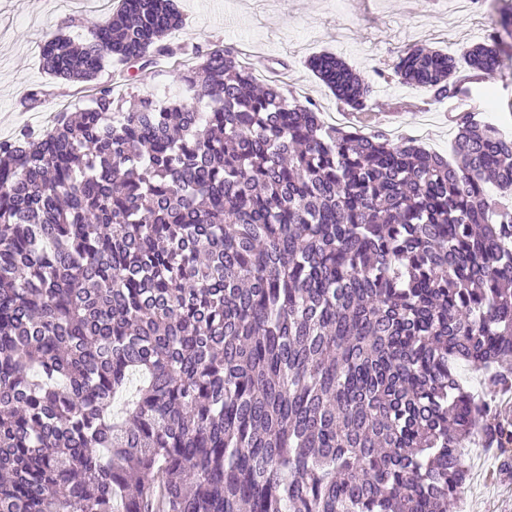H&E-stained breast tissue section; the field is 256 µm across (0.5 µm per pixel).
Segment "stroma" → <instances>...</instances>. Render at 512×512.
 Instances as JSON below:
<instances>
[{"instance_id":"1","label":"stroma","mask_w":512,"mask_h":512,"mask_svg":"<svg viewBox=\"0 0 512 512\" xmlns=\"http://www.w3.org/2000/svg\"><path fill=\"white\" fill-rule=\"evenodd\" d=\"M183 27L168 45L176 58L187 60L195 51L220 44L265 55L284 95L310 98L323 119L341 109L331 92L309 70L306 61L316 53L341 56L371 80V103L384 116L385 129L417 138L429 150L449 155L456 127L449 113L469 110L472 101L490 106L487 120L512 128V36L502 37L504 76L493 85L471 84L467 94L435 102L421 86L400 84L392 77L398 56L413 46H435L449 54L483 42L496 27L495 4L479 13H448L442 0H177ZM101 10L97 0H72L56 7L54 0H0V140L20 130L45 128L61 105L77 107L88 93L81 85L45 74L40 45L47 33L63 30L81 38ZM109 75L123 74L125 90L163 99L176 90L170 61L127 69L112 62ZM41 92L31 105L29 90ZM420 103L417 112L394 111V104ZM507 450L475 442L467 456L469 478L451 512H512V472L499 469Z\"/></svg>"}]
</instances>
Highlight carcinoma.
<instances>
[{"label":"carcinoma","instance_id":"carcinoma-1","mask_svg":"<svg viewBox=\"0 0 512 512\" xmlns=\"http://www.w3.org/2000/svg\"><path fill=\"white\" fill-rule=\"evenodd\" d=\"M182 24L119 0L49 34L44 72L95 93L0 141V512H448L464 446L512 444L456 374L512 388V138L328 125L219 45L167 101L102 79ZM489 39L394 76L456 98L502 75ZM309 67L369 110L342 59Z\"/></svg>","mask_w":512,"mask_h":512}]
</instances>
